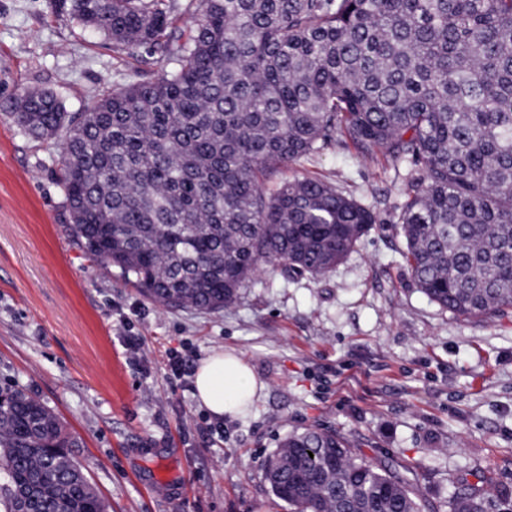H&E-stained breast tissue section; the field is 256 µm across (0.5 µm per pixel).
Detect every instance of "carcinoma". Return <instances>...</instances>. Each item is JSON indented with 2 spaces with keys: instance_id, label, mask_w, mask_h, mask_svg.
Returning <instances> with one entry per match:
<instances>
[{
  "instance_id": "cac0c4a2",
  "label": "carcinoma",
  "mask_w": 512,
  "mask_h": 512,
  "mask_svg": "<svg viewBox=\"0 0 512 512\" xmlns=\"http://www.w3.org/2000/svg\"><path fill=\"white\" fill-rule=\"evenodd\" d=\"M154 79L83 112L25 89L11 112L57 149L69 231L153 302L219 312L259 266L318 278L376 218L317 178L267 187L336 137L420 166L398 215L417 288L466 318L512 309V0H53ZM54 412L0 388V512H106ZM290 512H419L407 478L333 430L261 462ZM52 478L36 488L40 474ZM452 512H484L470 487Z\"/></svg>"
}]
</instances>
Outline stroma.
I'll use <instances>...</instances> for the list:
<instances>
[{
	"instance_id": "stroma-1",
	"label": "stroma",
	"mask_w": 512,
	"mask_h": 512,
	"mask_svg": "<svg viewBox=\"0 0 512 512\" xmlns=\"http://www.w3.org/2000/svg\"><path fill=\"white\" fill-rule=\"evenodd\" d=\"M86 35L49 0H0V387L48 406L108 512H288L260 467L289 432L336 431L413 480L421 512H451L485 478L486 512H512V310L457 317L416 288L396 220L412 168L336 138L292 174L335 184L379 222L323 277L262 265L234 305L159 307L65 230L57 151L9 106L24 87L80 112L106 85L160 73ZM144 341L135 363L123 337ZM190 370L174 381L163 356ZM232 349L264 385L237 419L200 407L192 371Z\"/></svg>"
}]
</instances>
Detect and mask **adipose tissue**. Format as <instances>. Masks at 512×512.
<instances>
[{
  "label": "adipose tissue",
  "mask_w": 512,
  "mask_h": 512,
  "mask_svg": "<svg viewBox=\"0 0 512 512\" xmlns=\"http://www.w3.org/2000/svg\"><path fill=\"white\" fill-rule=\"evenodd\" d=\"M193 383L200 405L219 419L240 415L258 390L248 364L240 356L221 350L197 366Z\"/></svg>",
  "instance_id": "1"
}]
</instances>
